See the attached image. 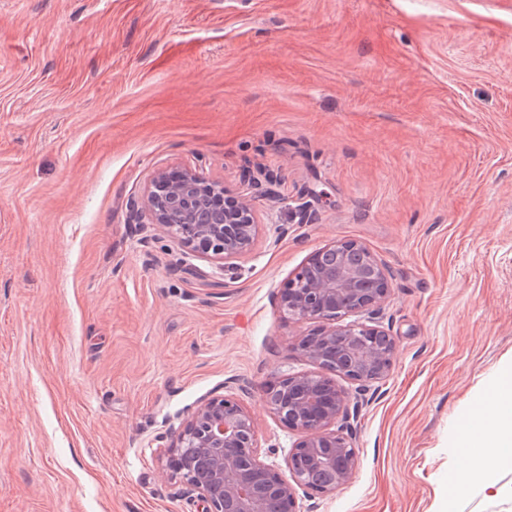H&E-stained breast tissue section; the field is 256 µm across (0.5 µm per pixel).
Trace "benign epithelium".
<instances>
[{
	"label": "benign epithelium",
	"mask_w": 512,
	"mask_h": 512,
	"mask_svg": "<svg viewBox=\"0 0 512 512\" xmlns=\"http://www.w3.org/2000/svg\"><path fill=\"white\" fill-rule=\"evenodd\" d=\"M224 185L195 172L172 183L164 172L149 186L144 205L154 223L187 246L226 261L252 247L260 231L249 208L231 215L214 204ZM389 271L361 242L348 240L320 249L288 280L279 297L294 320L322 325L302 337L295 350L316 370L288 374L264 394V404L297 440L288 453V474L260 459L252 414L225 396L202 400L187 415L161 453L168 479L201 512H299L298 491L331 495L356 468L351 421L358 402L329 377L356 384L365 395L392 367L393 337L369 325L388 298Z\"/></svg>",
	"instance_id": "7a95c632"
}]
</instances>
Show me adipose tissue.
<instances>
[{
	"label": "adipose tissue",
	"instance_id": "obj_1",
	"mask_svg": "<svg viewBox=\"0 0 512 512\" xmlns=\"http://www.w3.org/2000/svg\"><path fill=\"white\" fill-rule=\"evenodd\" d=\"M456 468L480 476L489 489L500 470L512 469V364L495 378L479 420L456 453Z\"/></svg>",
	"mask_w": 512,
	"mask_h": 512
}]
</instances>
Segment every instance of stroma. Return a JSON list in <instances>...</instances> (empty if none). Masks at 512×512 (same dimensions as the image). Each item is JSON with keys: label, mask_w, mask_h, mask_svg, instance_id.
<instances>
[{"label": "stroma", "mask_w": 512, "mask_h": 512, "mask_svg": "<svg viewBox=\"0 0 512 512\" xmlns=\"http://www.w3.org/2000/svg\"><path fill=\"white\" fill-rule=\"evenodd\" d=\"M187 169L250 206L241 257L130 225ZM344 240L389 270L396 356L353 478L302 503L437 512L512 362V0H0V512H196L159 453L223 393L284 464L262 398L314 324L277 299ZM466 483L455 512H512V470Z\"/></svg>", "instance_id": "obj_1"}]
</instances>
